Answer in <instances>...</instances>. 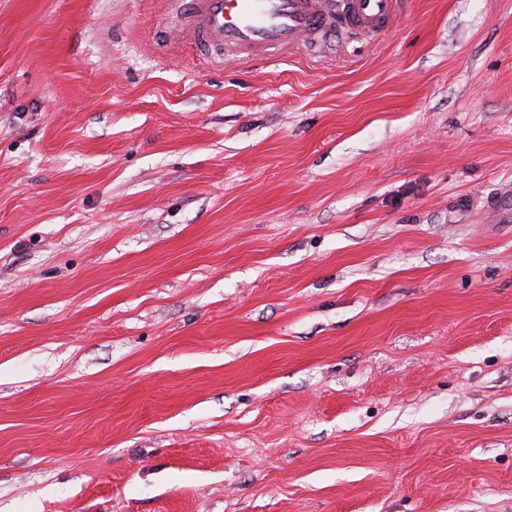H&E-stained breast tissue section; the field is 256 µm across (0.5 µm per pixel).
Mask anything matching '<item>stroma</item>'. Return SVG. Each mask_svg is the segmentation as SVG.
<instances>
[{
  "instance_id": "35a3bbf8",
  "label": "stroma",
  "mask_w": 512,
  "mask_h": 512,
  "mask_svg": "<svg viewBox=\"0 0 512 512\" xmlns=\"http://www.w3.org/2000/svg\"><path fill=\"white\" fill-rule=\"evenodd\" d=\"M166 22L0 0V512H512V0ZM180 3L184 35L218 55L255 58L299 42L319 52L333 34L378 39L393 24L400 0H170Z\"/></svg>"
}]
</instances>
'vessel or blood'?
I'll list each match as a JSON object with an SVG mask.
<instances>
[{"instance_id": "1", "label": "vessel or blood", "mask_w": 512, "mask_h": 512, "mask_svg": "<svg viewBox=\"0 0 512 512\" xmlns=\"http://www.w3.org/2000/svg\"><path fill=\"white\" fill-rule=\"evenodd\" d=\"M400 0H179V25L166 38L185 36L219 55L255 58L304 44L320 51L335 33L380 38Z\"/></svg>"}]
</instances>
